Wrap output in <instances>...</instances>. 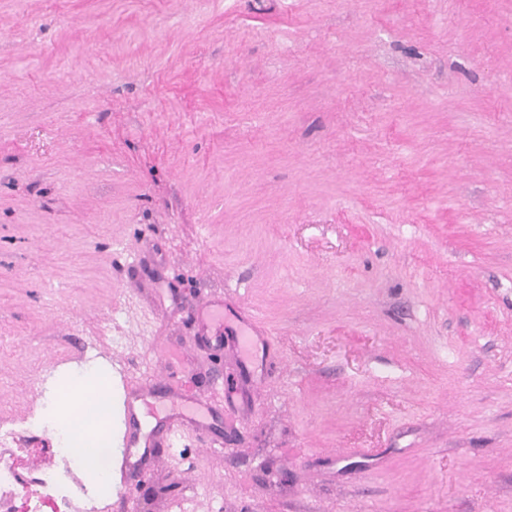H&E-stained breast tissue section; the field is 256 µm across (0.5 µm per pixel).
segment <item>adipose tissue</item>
I'll use <instances>...</instances> for the list:
<instances>
[{"mask_svg":"<svg viewBox=\"0 0 512 512\" xmlns=\"http://www.w3.org/2000/svg\"><path fill=\"white\" fill-rule=\"evenodd\" d=\"M111 384L95 377L61 394L57 417L90 479L103 481L112 472Z\"/></svg>","mask_w":512,"mask_h":512,"instance_id":"ef3b65f1","label":"adipose tissue"}]
</instances>
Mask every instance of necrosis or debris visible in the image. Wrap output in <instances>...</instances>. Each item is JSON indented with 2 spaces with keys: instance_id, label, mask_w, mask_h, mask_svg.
<instances>
[{
  "instance_id": "obj_1",
  "label": "necrosis or debris",
  "mask_w": 512,
  "mask_h": 512,
  "mask_svg": "<svg viewBox=\"0 0 512 512\" xmlns=\"http://www.w3.org/2000/svg\"><path fill=\"white\" fill-rule=\"evenodd\" d=\"M78 469L70 448L47 446L33 423L0 425V512H107Z\"/></svg>"
}]
</instances>
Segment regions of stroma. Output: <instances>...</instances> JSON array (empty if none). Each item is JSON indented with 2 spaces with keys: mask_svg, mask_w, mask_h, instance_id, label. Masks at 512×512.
<instances>
[{
  "mask_svg": "<svg viewBox=\"0 0 512 512\" xmlns=\"http://www.w3.org/2000/svg\"><path fill=\"white\" fill-rule=\"evenodd\" d=\"M1 327L207 402L112 512H512V0H0Z\"/></svg>",
  "mask_w": 512,
  "mask_h": 512,
  "instance_id": "obj_1",
  "label": "stroma"
}]
</instances>
